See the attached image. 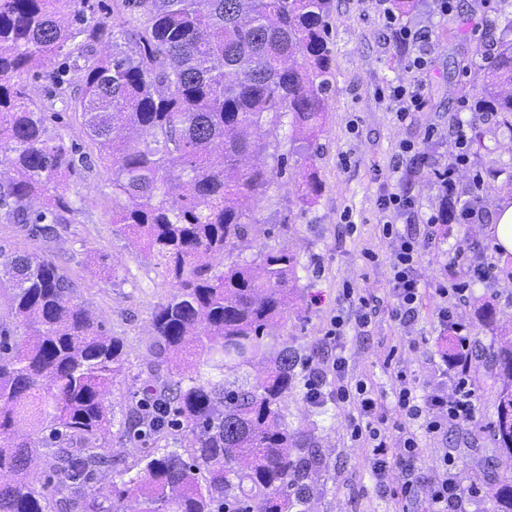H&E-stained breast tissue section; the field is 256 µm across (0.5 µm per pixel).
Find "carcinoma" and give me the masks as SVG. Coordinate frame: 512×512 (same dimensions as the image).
<instances>
[{"instance_id":"cac0c4a2","label":"carcinoma","mask_w":512,"mask_h":512,"mask_svg":"<svg viewBox=\"0 0 512 512\" xmlns=\"http://www.w3.org/2000/svg\"><path fill=\"white\" fill-rule=\"evenodd\" d=\"M333 0H135L147 25L125 32L135 50L78 68L86 134L111 171L112 223L157 258L172 291L153 316L150 377L168 354L191 345L166 386L167 416L132 408L129 432L158 437L188 429L182 451L158 446L136 476L107 493L86 488L112 456L99 444L105 398L123 373V344L75 302L76 285L55 261L0 249V285L10 287L13 326L0 325V512H304L305 480L321 463L315 435L288 432L282 405L295 352L276 351L267 329L282 318L297 260L283 247L215 270L236 248L270 181L243 161L266 150L258 132L288 120L302 140L303 207L320 192L314 161L333 88L328 23ZM92 0H0V221L32 233L68 223L64 184L76 160L30 107L22 75L69 43L95 35ZM482 108L512 131V42L484 75ZM120 129L148 138L134 148ZM223 159L217 166L211 155ZM257 361L265 379L230 378ZM503 384L492 425L512 458V339L496 354ZM41 435L61 478L32 487L34 448L15 428ZM299 454L292 455L293 449ZM512 512V484L492 495Z\"/></svg>"}]
</instances>
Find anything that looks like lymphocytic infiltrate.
Returning a JSON list of instances; mask_svg holds the SVG:
<instances>
[{
    "label": "lymphocytic infiltrate",
    "mask_w": 512,
    "mask_h": 512,
    "mask_svg": "<svg viewBox=\"0 0 512 512\" xmlns=\"http://www.w3.org/2000/svg\"><path fill=\"white\" fill-rule=\"evenodd\" d=\"M429 60L419 55L410 60L408 69L413 74L409 84L397 86L390 94V105L398 119H407L411 112L417 111L424 102L423 74L427 71ZM419 259V242L409 236L399 237L392 261V290L396 298L395 316L406 322L414 319L421 299V281L415 273ZM464 283L452 287L437 286L436 291L445 303L438 310L440 319L447 325L453 338V354L450 363L447 386L435 385L428 389L423 404H416L412 390L406 383H399L396 392V406L403 419L395 423V436H388L387 422L379 404L368 391L364 383L349 384L346 379L344 358H336L332 363L334 373V391L339 402L356 407V417L350 418L348 427L351 436L366 441L369 445L370 459L374 474L387 478L391 468L412 470L420 459L423 450L414 432L405 425L406 419L423 418L424 409L435 408L440 418L426 419V434L437 437L451 428L464 425L473 418L474 393L470 387L466 363L469 358L470 330L466 324L455 319L453 308L447 298L452 293H462ZM480 490L476 485L463 484L460 475L448 458H441L439 476L431 485L428 512H467V504L478 498Z\"/></svg>",
    "instance_id": "f902f5d3"
}]
</instances>
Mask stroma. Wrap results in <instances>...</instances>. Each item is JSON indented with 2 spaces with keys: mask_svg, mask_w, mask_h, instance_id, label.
<instances>
[{
  "mask_svg": "<svg viewBox=\"0 0 512 512\" xmlns=\"http://www.w3.org/2000/svg\"><path fill=\"white\" fill-rule=\"evenodd\" d=\"M499 0H454L442 13L439 0H412L410 10L398 14V24L429 33L431 52L424 75L426 104L398 121L388 94L392 86L408 83L406 64L418 53L415 43H396L386 18L394 0H333L328 46L334 69V92L325 124L318 135L321 154L316 161L321 192L316 202L300 207L298 163L278 173L272 152L291 148L288 125L267 128L260 136L265 153L252 156V165L265 168L271 184L254 209L256 223L233 256L260 257L287 248L298 260L288 310L268 334L275 347H288L302 362L294 369V387L283 412L292 432L314 429L323 463L307 480L308 512H427V485L438 475L435 463L451 452L465 481L477 482L481 496L468 512H492L491 492L497 479H512V458L500 454L490 427L496 420L495 398L500 385L490 357L504 336L512 334V259H501L491 246L489 228L503 197L512 196V131L496 112H475L485 68L495 45L490 28H502ZM96 19L103 36L72 45L71 56L50 57L24 75L33 109L43 112L51 135L85 155L69 178L76 211L56 235L29 234L14 224L0 223V247L34 253L60 261L76 284V301L108 336L120 339L125 369L110 387L105 406L110 420L99 442L116 466L102 470L94 490L107 491L142 467L147 442L126 430V413L144 399L160 395L149 387L147 348L152 342V317L169 293L162 268L133 236L119 232L112 222L111 175L100 163L84 130L81 112L54 92L53 76L77 81L76 59L85 52L99 57L111 53L115 33L143 27L146 17L130 0H99ZM462 119L469 160L456 174L460 201L476 200L480 220L456 221L453 235L430 233L424 218L438 213L442 193L435 173L454 163L459 152L452 125ZM414 143L404 154L401 142ZM399 190L415 202V212L396 219L392 235H384L379 200ZM415 234L423 240L416 272L422 283L419 315L400 323L392 317L391 257L395 235ZM377 255L367 261L364 249ZM491 266L485 281L471 279L472 269ZM467 282L455 302L456 316L469 325L471 347L468 376L475 391L472 422L445 437L426 435L422 420L409 421L419 435L425 456L414 465V476L426 486L413 500L394 497L374 475L362 442L352 439L346 419L352 406L336 402L331 386H324L325 405L316 407L305 397L311 372L328 373L334 359L347 362L346 377L363 381L378 399L389 420L400 413L395 406L396 373H404L415 396H423L430 382L448 374L447 353L452 340L438 316L440 298L434 284L444 270ZM355 296L374 298L376 312L365 330L355 325ZM344 321L343 334L328 342L324 334L333 317Z\"/></svg>",
  "mask_w": 512,
  "mask_h": 512,
  "instance_id": "obj_1",
  "label": "stroma"
}]
</instances>
